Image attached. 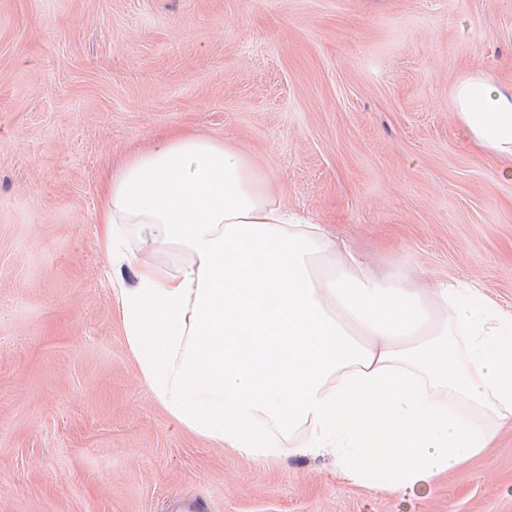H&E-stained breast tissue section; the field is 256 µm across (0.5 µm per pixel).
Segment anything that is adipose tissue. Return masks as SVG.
Listing matches in <instances>:
<instances>
[{
    "instance_id": "1",
    "label": "adipose tissue",
    "mask_w": 512,
    "mask_h": 512,
    "mask_svg": "<svg viewBox=\"0 0 512 512\" xmlns=\"http://www.w3.org/2000/svg\"><path fill=\"white\" fill-rule=\"evenodd\" d=\"M452 99L512 179V85L475 71ZM99 224L141 377L196 434L258 461L328 453L340 478L404 496L512 426V311L371 276L232 146L174 133L132 155Z\"/></svg>"
}]
</instances>
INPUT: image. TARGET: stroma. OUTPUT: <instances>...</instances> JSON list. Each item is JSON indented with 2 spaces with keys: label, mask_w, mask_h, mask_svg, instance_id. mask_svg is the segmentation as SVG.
I'll list each match as a JSON object with an SVG mask.
<instances>
[{
  "label": "stroma",
  "mask_w": 512,
  "mask_h": 512,
  "mask_svg": "<svg viewBox=\"0 0 512 512\" xmlns=\"http://www.w3.org/2000/svg\"><path fill=\"white\" fill-rule=\"evenodd\" d=\"M512 85V0H0V512H512V429L410 496L260 462L146 389L100 187L171 130L239 149L381 278L512 310V181L452 102Z\"/></svg>",
  "instance_id": "obj_1"
}]
</instances>
